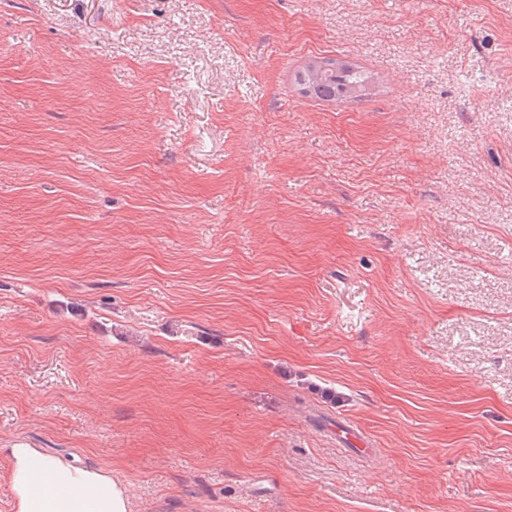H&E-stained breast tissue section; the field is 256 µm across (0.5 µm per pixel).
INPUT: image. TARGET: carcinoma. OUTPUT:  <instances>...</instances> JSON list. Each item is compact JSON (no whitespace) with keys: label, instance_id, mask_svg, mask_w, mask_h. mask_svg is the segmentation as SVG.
I'll list each match as a JSON object with an SVG mask.
<instances>
[{"label":"carcinoma","instance_id":"carcinoma-1","mask_svg":"<svg viewBox=\"0 0 512 512\" xmlns=\"http://www.w3.org/2000/svg\"><path fill=\"white\" fill-rule=\"evenodd\" d=\"M295 81L303 95L336 102L367 95L373 83L372 76L362 67L335 57L310 61L296 73Z\"/></svg>","mask_w":512,"mask_h":512}]
</instances>
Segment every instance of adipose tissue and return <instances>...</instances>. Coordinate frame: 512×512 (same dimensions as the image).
<instances>
[{"instance_id": "ef3b65f1", "label": "adipose tissue", "mask_w": 512, "mask_h": 512, "mask_svg": "<svg viewBox=\"0 0 512 512\" xmlns=\"http://www.w3.org/2000/svg\"><path fill=\"white\" fill-rule=\"evenodd\" d=\"M9 455L16 512H128L123 488L105 472L44 456L22 443Z\"/></svg>"}]
</instances>
